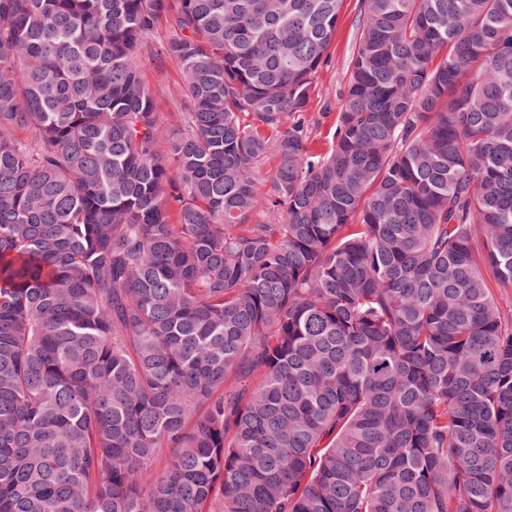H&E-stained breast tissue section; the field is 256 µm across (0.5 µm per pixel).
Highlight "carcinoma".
<instances>
[{
	"label": "carcinoma",
	"instance_id": "cac0c4a2",
	"mask_svg": "<svg viewBox=\"0 0 512 512\" xmlns=\"http://www.w3.org/2000/svg\"><path fill=\"white\" fill-rule=\"evenodd\" d=\"M342 3L0 0V512H512V0H361L322 152ZM359 1H343L336 35L308 106V112H313L318 119V124L313 127L312 138L314 146L320 150L329 149L336 127V103L348 82L350 61L360 35ZM141 76L155 94L156 110L160 112L165 135L172 136L181 127L182 113L188 112V102L181 91L179 69L169 59L157 61L146 55Z\"/></svg>",
	"mask_w": 512,
	"mask_h": 512
}]
</instances>
